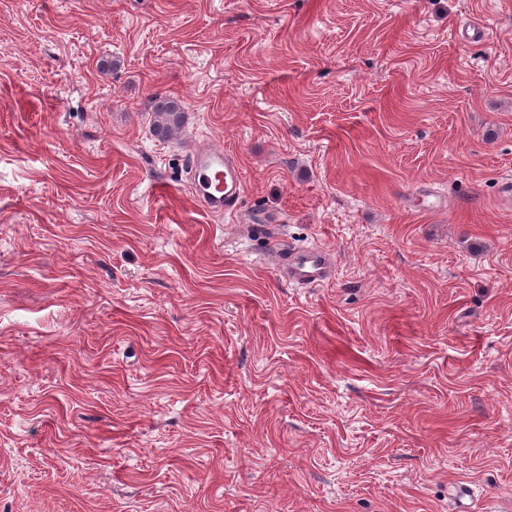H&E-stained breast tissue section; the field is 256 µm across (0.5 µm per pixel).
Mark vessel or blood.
<instances>
[{
  "label": "vessel or blood",
  "mask_w": 512,
  "mask_h": 512,
  "mask_svg": "<svg viewBox=\"0 0 512 512\" xmlns=\"http://www.w3.org/2000/svg\"><path fill=\"white\" fill-rule=\"evenodd\" d=\"M189 176L206 212L223 217L236 212L242 181L235 159L223 150L204 144L190 151ZM280 276L290 284L309 287L329 281L333 263L328 250L318 246L275 244L270 252Z\"/></svg>",
  "instance_id": "b4317fda"
}]
</instances>
